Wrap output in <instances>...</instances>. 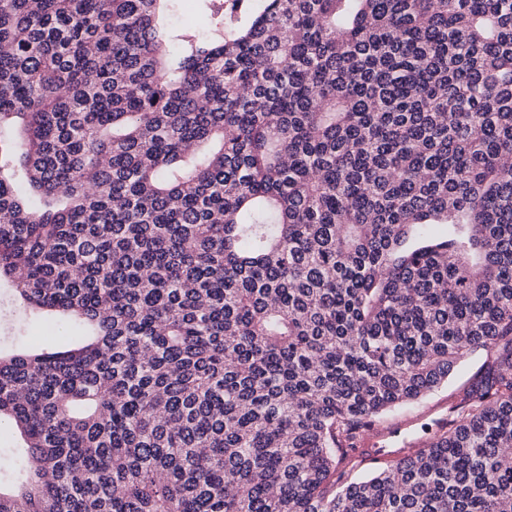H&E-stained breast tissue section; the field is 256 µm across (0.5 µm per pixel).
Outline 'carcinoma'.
<instances>
[{"label": "carcinoma", "mask_w": 512, "mask_h": 512, "mask_svg": "<svg viewBox=\"0 0 512 512\" xmlns=\"http://www.w3.org/2000/svg\"><path fill=\"white\" fill-rule=\"evenodd\" d=\"M172 2L0 0V512H512V0ZM179 5L173 11V22L179 28L195 31H205L210 26V18L199 6L196 0H179ZM8 284H0V343L13 341L16 344L30 345L45 340H63L62 330L49 329L44 324L31 321L16 309L10 300ZM61 336V337H60ZM480 358L479 352L471 354L458 366L447 384L436 389L419 403L388 413L381 420L378 429L385 431L390 427L401 425L408 434L418 436L423 423H430L433 418L448 408L455 389L476 370L480 364ZM387 437L380 435L375 436V440L367 445L369 448L363 444L364 448H357V454L366 461H376V462H390L397 460L398 458L406 455V450L404 448H387L388 446L385 444H379L376 440H385Z\"/></svg>", "instance_id": "carcinoma-1"}]
</instances>
